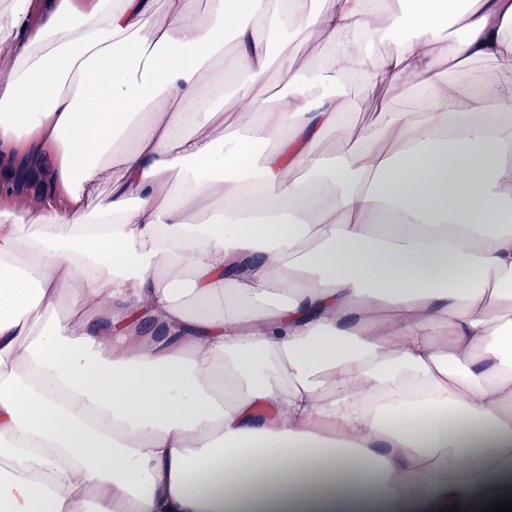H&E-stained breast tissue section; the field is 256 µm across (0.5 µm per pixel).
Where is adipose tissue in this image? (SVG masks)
<instances>
[{
	"label": "adipose tissue",
	"instance_id": "adipose-tissue-1",
	"mask_svg": "<svg viewBox=\"0 0 512 512\" xmlns=\"http://www.w3.org/2000/svg\"><path fill=\"white\" fill-rule=\"evenodd\" d=\"M458 19L442 58L448 0L0 8V512L512 497V0ZM349 78L415 105L351 135Z\"/></svg>",
	"mask_w": 512,
	"mask_h": 512
}]
</instances>
